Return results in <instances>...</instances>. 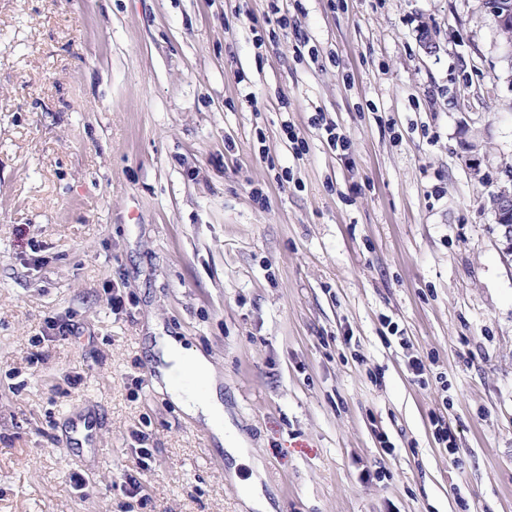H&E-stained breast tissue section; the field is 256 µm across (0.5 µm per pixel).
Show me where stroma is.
Masks as SVG:
<instances>
[{
  "instance_id": "stroma-1",
  "label": "stroma",
  "mask_w": 512,
  "mask_h": 512,
  "mask_svg": "<svg viewBox=\"0 0 512 512\" xmlns=\"http://www.w3.org/2000/svg\"><path fill=\"white\" fill-rule=\"evenodd\" d=\"M269 5L0 0V512H255L253 477L273 512H512L506 43L482 0H278L272 41ZM163 334L247 463L153 383ZM88 406L97 446L56 445ZM497 224L504 225L503 237L505 239V251L512 254V193L503 190L494 195L492 203Z\"/></svg>"
}]
</instances>
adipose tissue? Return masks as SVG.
<instances>
[{
	"label": "adipose tissue",
	"instance_id": "adipose-tissue-1",
	"mask_svg": "<svg viewBox=\"0 0 512 512\" xmlns=\"http://www.w3.org/2000/svg\"><path fill=\"white\" fill-rule=\"evenodd\" d=\"M152 351L161 359L160 379L170 399L186 415L203 420L227 453L242 460L244 443L240 435L224 426V404L208 358L169 335L157 337Z\"/></svg>",
	"mask_w": 512,
	"mask_h": 512
}]
</instances>
